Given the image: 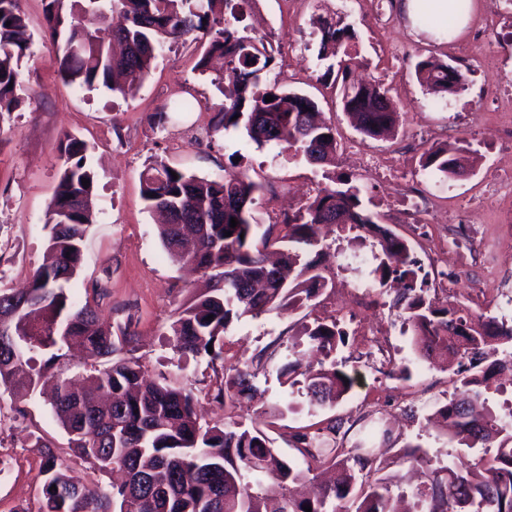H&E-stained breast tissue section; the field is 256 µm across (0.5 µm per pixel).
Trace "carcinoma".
<instances>
[{
	"label": "carcinoma",
	"instance_id": "cac0c4a2",
	"mask_svg": "<svg viewBox=\"0 0 512 512\" xmlns=\"http://www.w3.org/2000/svg\"><path fill=\"white\" fill-rule=\"evenodd\" d=\"M255 0H45L43 33L57 43L52 59L68 85H98L122 96L133 94L158 56L185 36H205L195 69L206 73L214 56L224 69L212 84L224 96L214 106V133L242 127L259 148L285 144L309 161L323 162L336 152L332 126L316 119L307 95L282 89L270 73L276 64L271 41L244 25ZM318 58L329 61L324 77L340 84L343 111L353 115L364 136L377 138L394 129L398 112L388 89L378 83H347L359 64L354 33L328 18L317 20ZM33 38L19 0H0V122L22 103L17 89ZM417 79L440 96L464 89L448 65L420 61ZM273 100L265 101L266 96ZM63 163L48 205L47 247L21 292L0 287V396L32 392L45 378L54 381L52 412L69 436L70 448L99 471L118 469L121 486L102 487L71 475L57 463L50 445L39 473L41 512H269L265 485L283 490L274 512H391L393 479L372 453L374 439L390 429L360 417L350 425L331 417L314 430L293 436L296 458L282 456L252 420L202 427L192 393L164 376L151 377L125 336L115 337L101 319L99 287L84 302L75 297L87 234L95 222L88 200L95 190L87 165V144L66 134L57 146ZM460 148L432 146L421 167L441 181L455 175ZM177 177H172V174ZM90 181L89 187L82 179ZM326 186L294 214L269 224L262 234L253 205L263 184L243 172L207 180L156 161L141 179V196L161 244L174 262H189L211 287L193 295L169 326L179 358L224 361V333L233 321L273 310L312 306L329 288L319 257L318 230L334 224L342 238L371 244L372 281L403 283L396 300L403 325L411 328L418 355L444 352L457 359L453 392L432 407L428 427L448 437V464L436 466L421 444L400 449V463L420 465L427 481L415 492L423 512H512V421L486 402L489 380L512 372V325L490 320L472 325L470 308L456 310L425 294L410 243L382 227L362 208L361 189L349 179ZM238 221L230 227V219ZM232 232L226 236V232ZM213 319H207V316ZM300 335L325 357L347 346L348 333L334 315L302 325ZM81 342L87 363L75 370L68 347ZM24 347L26 369L12 362L9 349ZM503 354L498 359L496 355ZM283 384H302L310 408L332 409L353 390L356 378L321 361L314 368L298 357L278 368ZM214 400L236 405L257 390L255 375L235 370L215 373ZM357 438L347 444L349 434Z\"/></svg>",
	"mask_w": 512,
	"mask_h": 512
}]
</instances>
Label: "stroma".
Returning <instances> with one entry per match:
<instances>
[{
	"instance_id": "stroma-1",
	"label": "stroma",
	"mask_w": 512,
	"mask_h": 512,
	"mask_svg": "<svg viewBox=\"0 0 512 512\" xmlns=\"http://www.w3.org/2000/svg\"><path fill=\"white\" fill-rule=\"evenodd\" d=\"M397 0H259L255 16L258 35L282 44L286 67L276 68L285 89L313 98L326 121L336 127L340 145H358L368 155L393 160L420 188L431 193L441 218L437 224L394 222L388 203L395 193L389 182L336 157L331 171L356 180L363 205L379 224L414 242L423 264L440 267V256L452 245L459 223L475 228L473 252L483 253L485 265L462 257L448 276L449 303L464 302L474 315L494 316L512 324V224L501 216L512 210V200L491 194L495 172L512 169V152L492 148L498 127L512 117V97H490L489 89L512 82V42L495 34L497 22L512 20V0H498L499 20H491L488 0H474L475 10L466 30L447 37L443 31L413 33L396 8ZM33 35L32 55L24 64L20 91L23 104L0 125V283L25 285L41 263L48 230L46 212L59 167L56 145L70 133L89 145L87 162L95 175L92 225L80 271V285L100 283L104 320L126 327L131 345L152 374H165L191 389L198 401L202 424H220L225 417L255 419L266 424L273 446L284 457L294 454V432L332 416L354 419L392 414L396 425L380 452L383 473L395 477L398 488L411 492L408 465L397 452L408 442L420 441L433 460L448 461V445L426 427L423 413L452 393L449 371L420 358L402 333L401 312L393 305H377L372 295L351 288L358 270L339 269L333 288L320 298L316 315L341 319L349 343L336 357L355 374L352 393L333 409L309 412L306 398L288 394L262 352L279 345L286 357L288 341L296 337L307 309L271 311L232 323L224 335L226 365L255 376L257 391L237 408L214 401V372L206 359L179 364L168 342V327L178 307L204 282L170 260L156 226L141 198V174L153 161L183 168L208 179L228 171H246L263 183L254 208L262 223L275 224L283 212L296 210L319 188L326 186L325 168L307 163L293 152L277 156L275 148L256 150L240 132L210 131L213 106L220 97L194 65L202 44L199 35L164 50L138 92L122 97L107 88L82 91L66 85L51 60L56 46L42 33V0H21ZM385 13L387 25L375 26L373 13ZM330 15L350 26L366 66V81L381 83L399 112L395 131L370 139L357 131L342 112L331 83L322 81L317 53L320 36L316 17ZM424 59L449 63L466 77L460 93L438 101L422 87L415 65ZM194 93L197 111L171 115L159 122L158 112L171 99ZM459 146L462 176L444 182L424 175L419 162L434 145ZM391 355L407 368L406 376L385 374L380 361ZM292 403L293 411L270 417L272 407ZM51 442L72 475L110 485L113 475L94 471L91 464L68 448V437L49 405L36 393L0 399V458L12 468L0 480V512H40L42 496L38 473L44 463L36 438Z\"/></svg>"
}]
</instances>
